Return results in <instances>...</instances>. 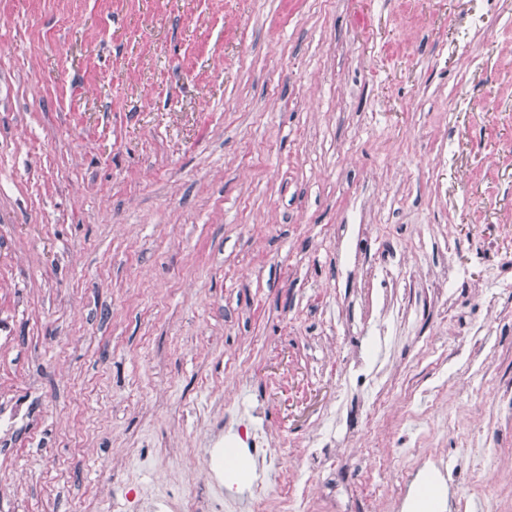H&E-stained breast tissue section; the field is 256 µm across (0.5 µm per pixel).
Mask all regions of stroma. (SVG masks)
<instances>
[{"label": "stroma", "instance_id": "obj_1", "mask_svg": "<svg viewBox=\"0 0 512 512\" xmlns=\"http://www.w3.org/2000/svg\"><path fill=\"white\" fill-rule=\"evenodd\" d=\"M502 13L0 0V512L170 500L246 428L267 512H408L424 436L441 512L476 444L512 512ZM408 274L438 296L383 307Z\"/></svg>", "mask_w": 512, "mask_h": 512}]
</instances>
